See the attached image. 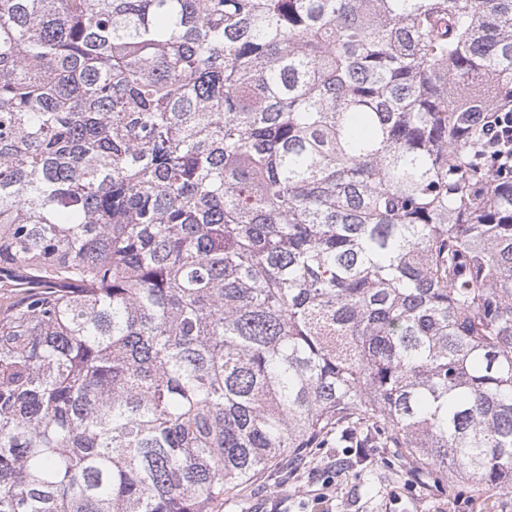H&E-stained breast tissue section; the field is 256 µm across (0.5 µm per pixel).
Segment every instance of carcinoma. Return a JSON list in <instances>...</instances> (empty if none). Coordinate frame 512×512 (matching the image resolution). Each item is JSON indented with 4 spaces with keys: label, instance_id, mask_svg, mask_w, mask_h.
Listing matches in <instances>:
<instances>
[{
    "label": "carcinoma",
    "instance_id": "cac0c4a2",
    "mask_svg": "<svg viewBox=\"0 0 512 512\" xmlns=\"http://www.w3.org/2000/svg\"><path fill=\"white\" fill-rule=\"evenodd\" d=\"M512 0H0V512H212L363 425L512 483ZM483 130L489 145L494 148L493 155L503 168L512 171V110L491 112L485 118Z\"/></svg>",
    "mask_w": 512,
    "mask_h": 512
}]
</instances>
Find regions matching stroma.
I'll list each match as a JSON object with an SVG mask.
<instances>
[{"label": "stroma", "instance_id": "obj_1", "mask_svg": "<svg viewBox=\"0 0 512 512\" xmlns=\"http://www.w3.org/2000/svg\"><path fill=\"white\" fill-rule=\"evenodd\" d=\"M321 492L330 496L326 512H512L510 485L484 493L460 482L418 487L395 469L388 449L332 444L303 464L281 458L213 512H317Z\"/></svg>", "mask_w": 512, "mask_h": 512}]
</instances>
